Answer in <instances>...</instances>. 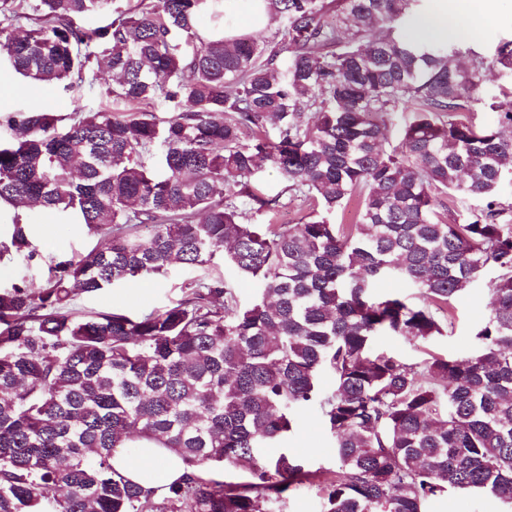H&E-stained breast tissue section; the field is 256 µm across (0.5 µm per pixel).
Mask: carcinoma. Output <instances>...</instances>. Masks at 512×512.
<instances>
[{"mask_svg":"<svg viewBox=\"0 0 512 512\" xmlns=\"http://www.w3.org/2000/svg\"><path fill=\"white\" fill-rule=\"evenodd\" d=\"M417 2L269 0L276 43L204 37L209 0H0V71L71 91L100 61L128 106L0 117V201L15 208L0 212V261L41 260L20 207L100 235L38 289L0 287V512H273L311 480L322 512H425L457 490L512 505V224L498 222L512 107L475 131L486 61L395 36ZM495 65L512 73V41ZM157 98L170 116L142 108ZM267 165L313 202L302 223L247 222L249 205L280 206L249 190ZM450 191L485 209L443 221ZM357 193L358 223H331ZM218 257L258 285L252 303L206 273ZM177 267L203 275L164 309H71ZM488 269L471 355L372 353L378 336L444 335ZM388 278L423 304L375 293ZM308 408L335 438L333 471L288 449ZM131 448H166L184 473L146 489L112 465Z\"/></svg>","mask_w":512,"mask_h":512,"instance_id":"1","label":"carcinoma"}]
</instances>
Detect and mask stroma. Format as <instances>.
I'll list each match as a JSON object with an SVG mask.
<instances>
[{"instance_id":"1","label":"stroma","mask_w":512,"mask_h":512,"mask_svg":"<svg viewBox=\"0 0 512 512\" xmlns=\"http://www.w3.org/2000/svg\"><path fill=\"white\" fill-rule=\"evenodd\" d=\"M480 7L485 22L478 34L466 36L460 55V65H468L469 52H476L486 62H493L498 45L512 40V0H448V10L452 13H464L472 7ZM113 78L105 69L94 72L92 86L79 89L72 94L62 91L56 85H43L36 93H29L20 78H13L16 90L0 98V111L10 112L18 108L49 109L62 114L82 110L94 112L104 107L112 111H124L120 102H107L104 91L111 85ZM255 185L265 194L280 198V206L274 215L248 211V221L252 224H296L310 211L307 199L289 192L286 182L273 167H265L254 178ZM31 219L36 224L37 241L45 255L59 250L87 253L97 243L96 236L85 228L55 223L54 219L39 211H31ZM188 274L183 270H174L163 276L137 279L129 283L118 284L113 288L96 293L78 295L72 303L74 312L89 315L113 308L138 314L152 309L163 308L179 300L181 287ZM492 301L489 277L475 282L464 296L456 300L451 311V322L444 336L438 337L432 348L451 357H463L474 350V334L482 325ZM289 449L304 458L311 469H332L336 466L332 439L325 429L321 418L315 411L308 410L300 419L288 443ZM426 512H512V506L492 498L471 493L453 491L438 500L427 504Z\"/></svg>"}]
</instances>
